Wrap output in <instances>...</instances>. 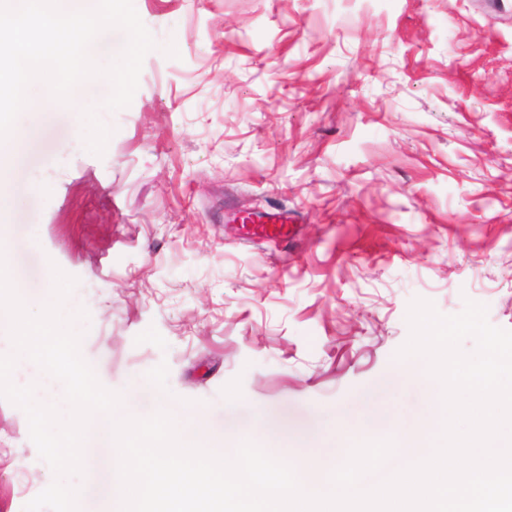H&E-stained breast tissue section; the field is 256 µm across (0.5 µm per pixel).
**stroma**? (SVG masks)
I'll use <instances>...</instances> for the list:
<instances>
[{"instance_id":"1","label":"stroma","mask_w":512,"mask_h":512,"mask_svg":"<svg viewBox=\"0 0 512 512\" xmlns=\"http://www.w3.org/2000/svg\"><path fill=\"white\" fill-rule=\"evenodd\" d=\"M133 2L157 47L104 155L60 108L0 200L27 287L77 278L103 386L304 426L395 368L414 299L512 330V0ZM52 480L0 399V512Z\"/></svg>"}]
</instances>
